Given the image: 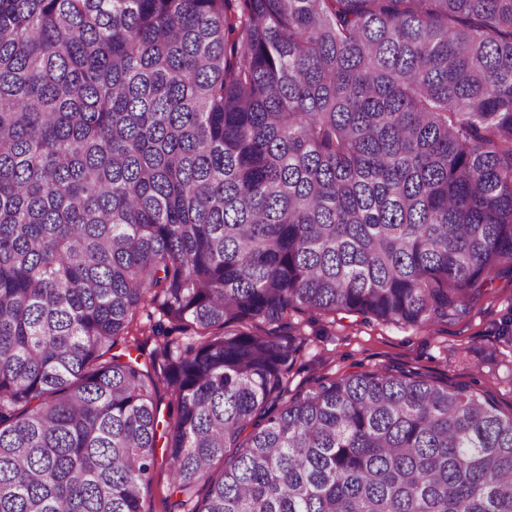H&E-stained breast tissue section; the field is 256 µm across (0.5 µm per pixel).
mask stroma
Returning <instances> with one entry per match:
<instances>
[{
  "instance_id": "obj_1",
  "label": "stroma",
  "mask_w": 512,
  "mask_h": 512,
  "mask_svg": "<svg viewBox=\"0 0 512 512\" xmlns=\"http://www.w3.org/2000/svg\"><path fill=\"white\" fill-rule=\"evenodd\" d=\"M300 351L288 391L309 390L317 379L394 367L438 381L467 383L512 411V275L482 288L460 315L425 327H402L340 314L328 321L288 317Z\"/></svg>"
}]
</instances>
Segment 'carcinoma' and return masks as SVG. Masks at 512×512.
Listing matches in <instances>:
<instances>
[{
    "instance_id": "obj_1",
    "label": "carcinoma",
    "mask_w": 512,
    "mask_h": 512,
    "mask_svg": "<svg viewBox=\"0 0 512 512\" xmlns=\"http://www.w3.org/2000/svg\"><path fill=\"white\" fill-rule=\"evenodd\" d=\"M503 269L512 0H0V512H512L488 397L250 330ZM169 485L170 476L166 466H158L153 473L151 485L144 492L143 509L145 512L163 511L162 497L166 495Z\"/></svg>"
}]
</instances>
